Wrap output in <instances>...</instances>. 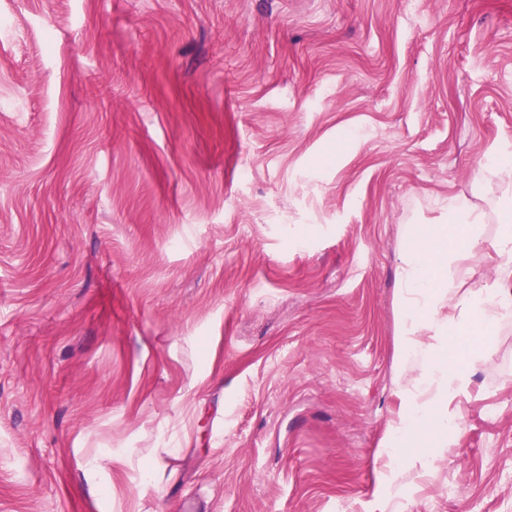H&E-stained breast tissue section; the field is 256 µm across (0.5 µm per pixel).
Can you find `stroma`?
<instances>
[{
  "label": "stroma",
  "instance_id": "35a3bbf8",
  "mask_svg": "<svg viewBox=\"0 0 512 512\" xmlns=\"http://www.w3.org/2000/svg\"><path fill=\"white\" fill-rule=\"evenodd\" d=\"M0 15V512H512V324L381 477L405 229L512 151V0Z\"/></svg>",
  "mask_w": 512,
  "mask_h": 512
}]
</instances>
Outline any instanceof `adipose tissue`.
Listing matches in <instances>:
<instances>
[{
	"label": "adipose tissue",
	"instance_id": "ef3b65f1",
	"mask_svg": "<svg viewBox=\"0 0 512 512\" xmlns=\"http://www.w3.org/2000/svg\"><path fill=\"white\" fill-rule=\"evenodd\" d=\"M492 191L494 214L453 196L439 222L407 229L397 267V385L405 405L386 450L390 466L426 462L429 445L400 447L428 422L460 432L459 404L468 389L466 356L493 346L497 326L512 322V153L495 150L475 179V193ZM498 258V276L479 289L465 288L484 244Z\"/></svg>",
	"mask_w": 512,
	"mask_h": 512
}]
</instances>
